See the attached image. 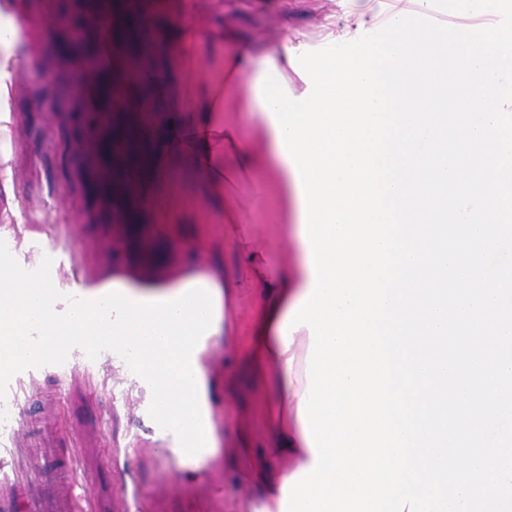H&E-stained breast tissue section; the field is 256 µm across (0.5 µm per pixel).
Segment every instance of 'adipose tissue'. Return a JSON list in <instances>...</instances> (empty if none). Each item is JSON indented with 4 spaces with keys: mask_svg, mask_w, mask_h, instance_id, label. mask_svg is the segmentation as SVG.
<instances>
[{
    "mask_svg": "<svg viewBox=\"0 0 512 512\" xmlns=\"http://www.w3.org/2000/svg\"><path fill=\"white\" fill-rule=\"evenodd\" d=\"M225 39L222 32L199 35L181 27L170 31V45L186 55L198 54L204 45L224 48V75L201 83L186 106L163 113L158 125L151 127L143 148L126 163V190L142 208L151 210L161 186L190 178L197 197L221 216L230 240L238 237L249 218L225 204V180L262 174L268 194L276 201L277 238L286 243L287 258L272 263L245 248L235 249L234 255L239 270L257 288L251 327L254 361L272 368L274 375L268 411L273 446L253 482L258 504L251 512H281L284 483L314 462L298 412L307 386L309 332L300 328L289 345L281 337L287 315L309 292L312 276L301 237L296 177L257 98L256 86L266 64L287 74L290 48L305 45L308 39L286 36L272 49L228 48ZM236 285V280L221 274L187 268L161 282L119 275L113 277L111 287L87 290V307L61 312L54 303L57 283L26 278L14 261L1 262L0 370L19 368L91 336L151 371L149 388L160 415H191L200 392L198 386L187 384L178 353L192 342L198 355H205L213 337L228 336L224 306L232 300ZM156 344L166 347L165 357L155 356ZM282 458L290 459V466L275 469Z\"/></svg>",
    "mask_w": 512,
    "mask_h": 512,
    "instance_id": "1",
    "label": "adipose tissue"
}]
</instances>
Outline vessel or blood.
<instances>
[{
    "label": "vessel or blood",
    "mask_w": 512,
    "mask_h": 512,
    "mask_svg": "<svg viewBox=\"0 0 512 512\" xmlns=\"http://www.w3.org/2000/svg\"><path fill=\"white\" fill-rule=\"evenodd\" d=\"M54 356L30 362L16 372L0 373V397L14 398L26 383L42 378ZM161 427L166 445L182 458L200 454L207 437L203 424L166 417ZM92 472L73 448L57 451L52 439L30 438L27 422L0 435V512H98Z\"/></svg>",
    "instance_id": "obj_1"
}]
</instances>
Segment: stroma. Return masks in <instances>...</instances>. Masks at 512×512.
I'll return each mask as SVG.
<instances>
[{
    "instance_id": "stroma-1",
    "label": "stroma",
    "mask_w": 512,
    "mask_h": 512,
    "mask_svg": "<svg viewBox=\"0 0 512 512\" xmlns=\"http://www.w3.org/2000/svg\"><path fill=\"white\" fill-rule=\"evenodd\" d=\"M142 33L122 37L119 66L111 76L120 93L128 75L163 63L181 74L171 95L190 98L201 75L221 77L219 53L203 51L187 59L167 46L171 22L194 17L211 29L232 31L241 44L274 45L283 34L318 32L326 16L343 18L352 0H154ZM11 18L25 32L23 39L0 40V76L12 83L9 137L0 140L8 153L10 177L0 176V254L18 257L29 268L49 267L58 282L108 280L117 272L147 280L159 277L160 265H193L201 272L234 275V252L224 241V226L205 205L192 202L185 186V221L155 223L149 211L121 207V171L113 167L106 143L121 123L110 98L98 95V71L89 67L72 0H0V17ZM31 59L42 71L27 68ZM99 110L107 125L103 137L85 132L89 112ZM227 199L246 210L254 226V244L270 259L284 258L273 247L274 200L256 202L249 182L231 184ZM256 305L241 291L225 317L230 340H215L207 353L212 382L211 424L216 444L188 468H179L165 454V442L144 408L148 389L129 382L124 358L111 346L101 348L103 367L87 377L77 356L58 365L57 380L40 381L28 399L11 404L13 418L37 414L51 403L67 436L76 444L85 467L98 485L101 512H125V494L139 487L145 512H251L257 499L243 477L257 469L270 443L267 412L273 393L272 372H257L251 358L250 325Z\"/></svg>"
}]
</instances>
